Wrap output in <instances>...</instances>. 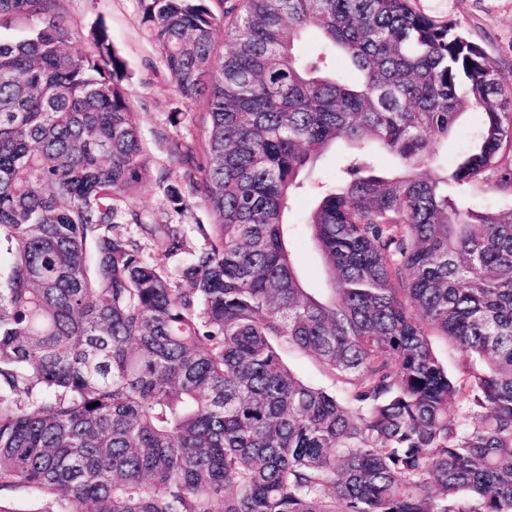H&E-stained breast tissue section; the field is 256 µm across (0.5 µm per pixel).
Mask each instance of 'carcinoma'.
I'll use <instances>...</instances> for the list:
<instances>
[{
    "label": "carcinoma",
    "mask_w": 512,
    "mask_h": 512,
    "mask_svg": "<svg viewBox=\"0 0 512 512\" xmlns=\"http://www.w3.org/2000/svg\"><path fill=\"white\" fill-rule=\"evenodd\" d=\"M60 2L0 0V28L26 29L0 35V512L17 494L38 512H512V215L455 198L512 192V86L484 49L412 0H136L208 117L199 155L171 144L166 195L213 222L171 269L178 225L134 201L152 171L127 63L103 23L92 53L68 51ZM469 104L484 121L450 168L437 145ZM339 142L358 154L305 220L324 299L283 226ZM282 344L341 393L297 378ZM456 198L461 209L488 208L505 214L512 211V194L501 191L494 182L465 187Z\"/></svg>",
    "instance_id": "carcinoma-1"
}]
</instances>
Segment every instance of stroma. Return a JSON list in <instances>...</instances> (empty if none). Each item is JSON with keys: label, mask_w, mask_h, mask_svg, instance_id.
I'll return each instance as SVG.
<instances>
[{"label": "stroma", "mask_w": 512, "mask_h": 512, "mask_svg": "<svg viewBox=\"0 0 512 512\" xmlns=\"http://www.w3.org/2000/svg\"><path fill=\"white\" fill-rule=\"evenodd\" d=\"M60 6L75 33L69 45L72 52H92L91 30L97 22L109 28L113 47L128 65L131 120L152 166L153 177L137 194L136 204L156 221H171L173 213L158 177L163 174L171 181L180 177L181 168L170 155L169 142L176 139L198 147L204 106L185 104L166 79L158 51L138 23L135 0H61ZM414 6L437 19L460 23L496 63L503 83L512 85V0H414ZM348 151L347 145L339 144L325 153L315 173L307 178L304 190L296 195L289 213V244L298 272L305 288L319 295L327 292L323 262L300 223L328 183L335 180ZM457 203L463 209L488 208L507 213L512 211V194L485 182L461 189ZM281 355L305 383L335 389L333 377L312 355L288 347L282 348Z\"/></svg>", "instance_id": "1"}]
</instances>
